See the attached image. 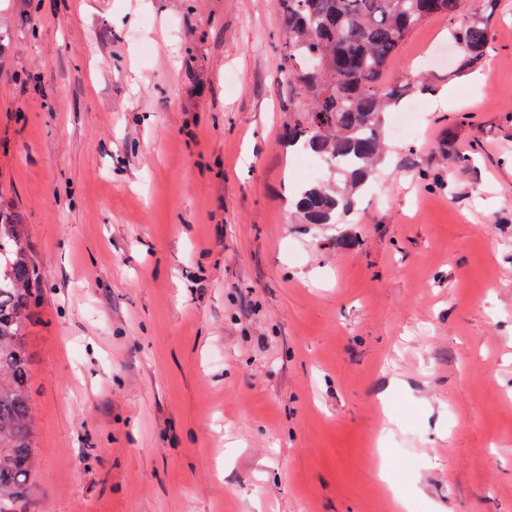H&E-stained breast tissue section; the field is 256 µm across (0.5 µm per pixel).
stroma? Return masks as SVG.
Segmentation results:
<instances>
[{"mask_svg": "<svg viewBox=\"0 0 512 512\" xmlns=\"http://www.w3.org/2000/svg\"><path fill=\"white\" fill-rule=\"evenodd\" d=\"M480 8L477 67L445 16L407 35L412 127L303 224L273 0H0L20 512H512V0ZM26 225L0 199V512H13L34 465L25 337L42 277L31 259Z\"/></svg>", "mask_w": 512, "mask_h": 512, "instance_id": "1", "label": "stroma"}]
</instances>
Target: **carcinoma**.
Instances as JSON below:
<instances>
[{
  "label": "carcinoma",
  "instance_id": "obj_1",
  "mask_svg": "<svg viewBox=\"0 0 512 512\" xmlns=\"http://www.w3.org/2000/svg\"><path fill=\"white\" fill-rule=\"evenodd\" d=\"M464 0H275L287 29L281 55L295 95L309 108L288 127V145L324 161L330 177L304 185L295 207L305 224H339L385 156L384 114L404 86L382 81L408 32L434 15L453 23L467 65L489 38L484 17L462 18ZM41 272L26 225L0 199V512L27 490L34 430L25 337L37 307Z\"/></svg>",
  "mask_w": 512,
  "mask_h": 512
}]
</instances>
